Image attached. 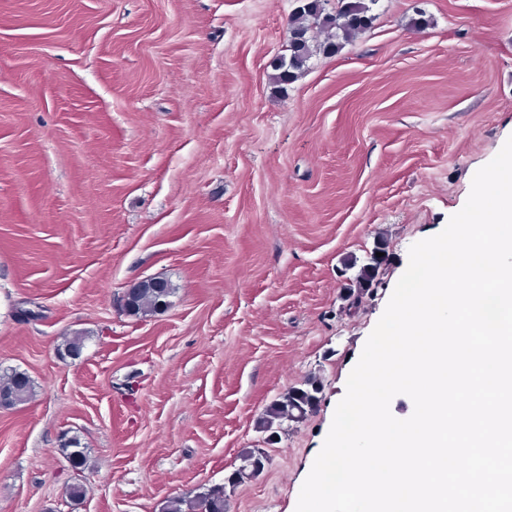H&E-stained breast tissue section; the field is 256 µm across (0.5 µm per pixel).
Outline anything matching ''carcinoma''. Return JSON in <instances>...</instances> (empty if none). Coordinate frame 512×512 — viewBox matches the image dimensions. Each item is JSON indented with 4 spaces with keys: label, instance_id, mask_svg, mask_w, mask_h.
<instances>
[{
    "label": "carcinoma",
    "instance_id": "1",
    "mask_svg": "<svg viewBox=\"0 0 512 512\" xmlns=\"http://www.w3.org/2000/svg\"><path fill=\"white\" fill-rule=\"evenodd\" d=\"M297 6L288 23L290 53L274 63L272 79L277 85L293 83L307 66L314 53L311 35V21H316L320 29L326 32V39L319 44V50L327 55L336 54L344 43L353 41L364 34L375 19L374 8L379 0H338L335 10L329 11L325 7V0H296ZM374 277L372 268H363L349 288L355 289L356 298L353 303L359 302V296L364 294L366 288ZM163 311L160 305V296L152 287V282L142 281L135 286L134 301L129 304L125 312L131 316H148ZM316 385L311 388L293 387L284 393L280 400L271 405L263 421V428L270 430L275 423L288 419H301L311 411L317 401ZM35 394L30 378L23 372L11 371L0 374V397H8L14 405L28 402ZM69 468L74 473L85 469L87 451L80 446L76 438L69 440L61 448ZM258 451L247 450L242 453L241 464L230 477L231 483H240L258 475L263 467L255 461ZM226 498L224 486H213L193 497L175 496L166 501L162 512H224Z\"/></svg>",
    "mask_w": 512,
    "mask_h": 512
}]
</instances>
